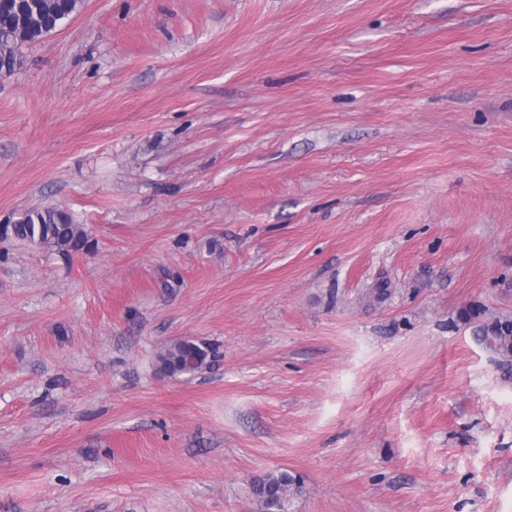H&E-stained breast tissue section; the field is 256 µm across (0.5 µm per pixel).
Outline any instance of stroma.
<instances>
[{"label":"stroma","instance_id":"35a3bbf8","mask_svg":"<svg viewBox=\"0 0 512 512\" xmlns=\"http://www.w3.org/2000/svg\"><path fill=\"white\" fill-rule=\"evenodd\" d=\"M0 74V512H512V0H82ZM179 339L191 376L159 371ZM12 225V232L3 240L14 239L45 250L68 252L84 247L86 236L78 224H73L67 214L55 206L23 213ZM481 335L477 336L481 344L485 345L488 341L493 343V352L498 357L509 360L512 357V320H501L493 318L489 322H483L480 326ZM511 345V357L503 354L502 351L506 350L508 345ZM496 348L497 350H494ZM200 351L206 352V349L202 348L201 344H197L193 340L181 339L175 341L158 355V367L162 372L169 373L173 376L195 374L202 365L207 363L208 356L205 360L198 361L200 366L192 370L186 369V361L189 358H194L196 353ZM251 489L252 494L262 506V512H267L269 503L265 497L271 490L275 493V500L279 507L283 509L280 512H288L292 499L303 492V485L299 478L287 472H279L258 476V482H252Z\"/></svg>","mask_w":512,"mask_h":512}]
</instances>
